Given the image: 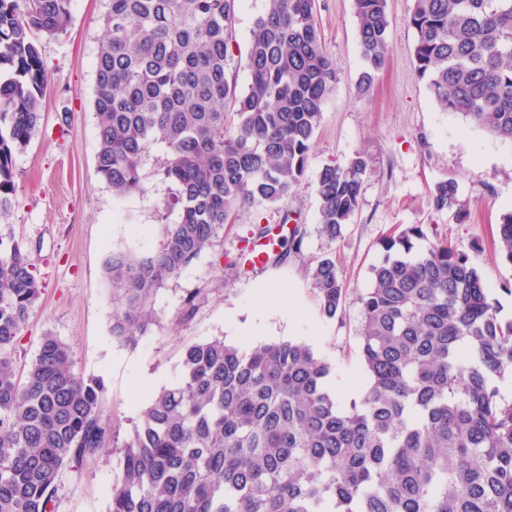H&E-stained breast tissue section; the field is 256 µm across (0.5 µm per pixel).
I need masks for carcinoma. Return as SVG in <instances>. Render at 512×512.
Segmentation results:
<instances>
[{
    "instance_id": "cac0c4a2",
    "label": "carcinoma",
    "mask_w": 512,
    "mask_h": 512,
    "mask_svg": "<svg viewBox=\"0 0 512 512\" xmlns=\"http://www.w3.org/2000/svg\"><path fill=\"white\" fill-rule=\"evenodd\" d=\"M71 0H0V206L14 192L13 154L41 120L50 76L40 37L70 24ZM242 0H108L96 58L97 174L117 197L143 188L144 160L175 188L178 220L149 257L112 252V338L135 347L154 299L213 246L234 212L283 201L303 176L336 83L315 0H265L251 29L250 83L229 74ZM367 93L390 50L387 0H354ZM415 68L444 112L512 142V0H413ZM237 116L226 124L225 109ZM365 160L318 175L320 232L330 240L359 205ZM458 184L431 190L460 206ZM299 227L266 261L302 246ZM361 294L367 389L349 409L331 366L304 343L251 350L214 337L188 346L178 380L149 399L123 441L103 417L104 385L73 369L48 333L17 374L14 353L41 295L25 251L0 240V512H56L61 478L111 443L122 457L107 512H512V401L494 379L512 371L502 322L467 254L412 224L380 241ZM498 254L512 265V208ZM311 286L333 318L346 295L336 262ZM207 292L183 300L191 317Z\"/></svg>"
}]
</instances>
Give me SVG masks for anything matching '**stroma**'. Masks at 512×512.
Masks as SVG:
<instances>
[{"label": "stroma", "instance_id": "stroma-1", "mask_svg": "<svg viewBox=\"0 0 512 512\" xmlns=\"http://www.w3.org/2000/svg\"><path fill=\"white\" fill-rule=\"evenodd\" d=\"M107 0H72L66 32L41 42L51 75L43 119L29 146L13 156L15 190L0 208V240L18 243L42 285L16 346L23 370L50 332L72 350L74 370L102 381L103 410L120 435L132 428L140 405L179 376L188 345L214 336L248 347L295 341L331 364L329 386L342 404L358 399L366 376L360 356L361 305L380 240L396 227L428 224L468 254L502 321H512V266L494 254L498 214L512 207V143L495 139L459 114L442 111L415 72V32L407 20L413 0H387L390 52L369 93L357 92L363 60L353 0H316L322 46L338 83L315 134L304 176L287 200L239 210L212 248L176 277L155 300L157 321L137 347L115 342V307L105 264L115 250L137 256L159 251L165 225L177 209L165 208L172 186L158 173L164 146L144 161L141 191L123 198L97 175V121L93 108L95 59L103 38ZM263 0H244L236 23L235 75L249 79L250 30ZM367 162L359 207L336 239L319 231L318 175L324 165H346L355 155ZM454 180L461 212L435 211V183ZM303 234L300 253L254 266L241 250L259 228L278 229L284 214ZM335 258L347 287L335 318L322 314L310 283L318 259ZM275 282L291 289L300 308L282 318L260 296ZM208 289V302L189 318L180 313L188 293ZM120 453L108 448L80 472H65L56 512H107Z\"/></svg>", "mask_w": 512, "mask_h": 512}]
</instances>
